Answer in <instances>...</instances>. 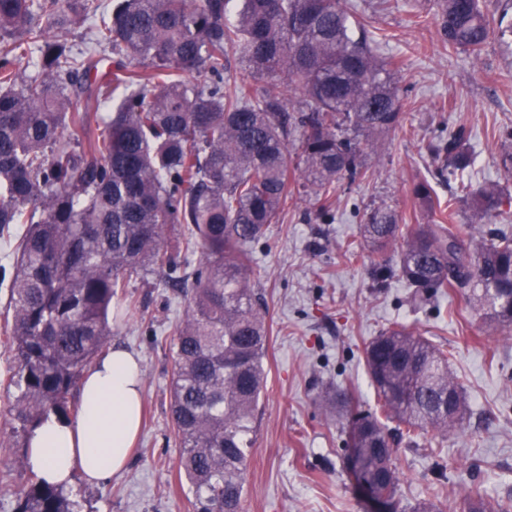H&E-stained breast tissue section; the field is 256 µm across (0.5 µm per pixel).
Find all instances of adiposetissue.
Returning a JSON list of instances; mask_svg holds the SVG:
<instances>
[{
	"label": "adipose tissue",
	"mask_w": 512,
	"mask_h": 512,
	"mask_svg": "<svg viewBox=\"0 0 512 512\" xmlns=\"http://www.w3.org/2000/svg\"><path fill=\"white\" fill-rule=\"evenodd\" d=\"M75 419L50 417L31 433L30 470L63 490L76 480L95 484L125 470L142 424L139 357L112 345L85 373Z\"/></svg>",
	"instance_id": "1"
}]
</instances>
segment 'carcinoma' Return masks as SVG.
<instances>
[{"label": "carcinoma", "mask_w": 512, "mask_h": 512, "mask_svg": "<svg viewBox=\"0 0 512 512\" xmlns=\"http://www.w3.org/2000/svg\"><path fill=\"white\" fill-rule=\"evenodd\" d=\"M437 18L448 47L474 57L496 23L485 0H438ZM81 24L91 36L76 51ZM376 44L341 0H117L110 10L101 0H0V237L26 225L11 268L0 266L16 437L51 415H78L76 393L112 338L125 278L159 275L188 307L169 404L180 471L197 512H241L268 334L247 247L280 221L290 183L326 210L337 185L365 177L363 137L402 124V63ZM106 51L112 69L93 84ZM232 53L254 82L237 81ZM25 60L35 67L26 76ZM281 79L298 95L290 108ZM461 140L458 131L431 147L453 176L470 164ZM463 189L482 215L512 207L495 186ZM360 236L376 283L397 278L421 300L456 288L490 326L512 324V234L467 246L455 224H402L385 207ZM196 245L190 270L177 258ZM364 362L378 406L350 413L348 437L388 508L398 472L380 416L398 421L400 440L446 437L467 399L448 352L404 325L371 342ZM16 512L73 509L31 472ZM467 512L512 506L469 497Z\"/></svg>", "instance_id": "carcinoma-1"}]
</instances>
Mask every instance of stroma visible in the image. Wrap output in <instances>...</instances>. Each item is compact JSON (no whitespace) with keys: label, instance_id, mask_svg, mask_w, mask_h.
I'll use <instances>...</instances> for the list:
<instances>
[{"label":"stroma","instance_id":"35a3bbf8","mask_svg":"<svg viewBox=\"0 0 512 512\" xmlns=\"http://www.w3.org/2000/svg\"><path fill=\"white\" fill-rule=\"evenodd\" d=\"M344 3L369 22L381 56L402 57L397 89L404 120L371 140L366 178L337 189L330 211L289 189L279 223L251 248V278L268 307L271 332L242 512H374L348 464L346 422L327 415L319 396L341 391L352 405L374 406L363 350L396 322L448 350L469 405L462 427L447 438L429 432L415 444L399 443L397 508L432 496L445 512H465L466 496L475 493L512 503V329H488L452 289L419 304L399 280L375 287L369 247L355 258L343 254L359 243V226L373 207L389 205L406 223H426L427 206L414 196L422 181L434 198L454 199L462 237L478 243L497 229L512 233V214L483 223L470 198L457 193L464 181L512 195V174L502 164L512 154V140L503 137L512 129V33L492 38L476 59L443 44L434 0ZM460 128L473 165L457 180L429 146ZM114 305L121 313L113 342L141 358L143 428L122 474L97 485L77 482L74 492L83 512H195L179 475L169 414L174 332L186 304L157 277L134 275ZM9 368L0 344V512H15L26 481L23 451L11 445Z\"/></svg>","mask_w":512,"mask_h":512}]
</instances>
